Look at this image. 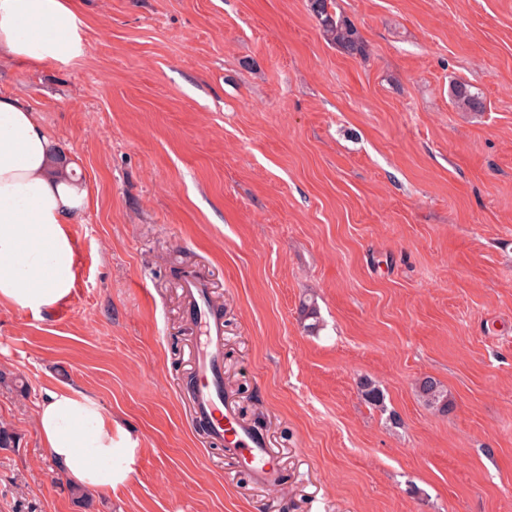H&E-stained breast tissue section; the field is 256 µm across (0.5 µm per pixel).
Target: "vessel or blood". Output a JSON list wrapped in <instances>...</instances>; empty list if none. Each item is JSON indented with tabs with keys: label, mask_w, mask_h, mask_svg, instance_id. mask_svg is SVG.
Wrapping results in <instances>:
<instances>
[{
	"label": "vessel or blood",
	"mask_w": 512,
	"mask_h": 512,
	"mask_svg": "<svg viewBox=\"0 0 512 512\" xmlns=\"http://www.w3.org/2000/svg\"><path fill=\"white\" fill-rule=\"evenodd\" d=\"M183 293L196 329L194 368L187 383L190 425L232 448L255 483L275 484L278 467L263 434L240 421L233 404L224 398V321L207 302L208 285L189 280Z\"/></svg>",
	"instance_id": "1"
}]
</instances>
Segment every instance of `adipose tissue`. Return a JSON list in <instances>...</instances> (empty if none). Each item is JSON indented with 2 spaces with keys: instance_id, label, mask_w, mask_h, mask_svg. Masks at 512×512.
Returning a JSON list of instances; mask_svg holds the SVG:
<instances>
[{
  "instance_id": "1",
  "label": "adipose tissue",
  "mask_w": 512,
  "mask_h": 512,
  "mask_svg": "<svg viewBox=\"0 0 512 512\" xmlns=\"http://www.w3.org/2000/svg\"><path fill=\"white\" fill-rule=\"evenodd\" d=\"M83 0H0V53L67 69L87 52ZM54 140L22 99L0 95V304L32 312L69 299L77 282L68 230L89 205ZM46 456L76 486L114 488L131 471L134 442L91 393L46 390L36 405Z\"/></svg>"
}]
</instances>
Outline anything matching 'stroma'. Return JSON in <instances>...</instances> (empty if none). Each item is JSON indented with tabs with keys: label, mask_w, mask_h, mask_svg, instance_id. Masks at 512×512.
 I'll return each instance as SVG.
<instances>
[{
	"label": "stroma",
	"mask_w": 512,
	"mask_h": 512,
	"mask_svg": "<svg viewBox=\"0 0 512 512\" xmlns=\"http://www.w3.org/2000/svg\"><path fill=\"white\" fill-rule=\"evenodd\" d=\"M310 4L85 0L73 66L0 57L91 194L70 299L0 305V512H512V0H336L352 52ZM193 276L275 485L189 426ZM66 385L138 442L115 490L43 454ZM472 86L465 82H459L452 88V95L457 104L466 106L469 110L480 112L484 108L482 97L479 93L472 92ZM417 392L428 407L442 414H448L450 411L451 401L448 399V392L435 379L426 378L421 381Z\"/></svg>",
	"instance_id": "stroma-1"
}]
</instances>
